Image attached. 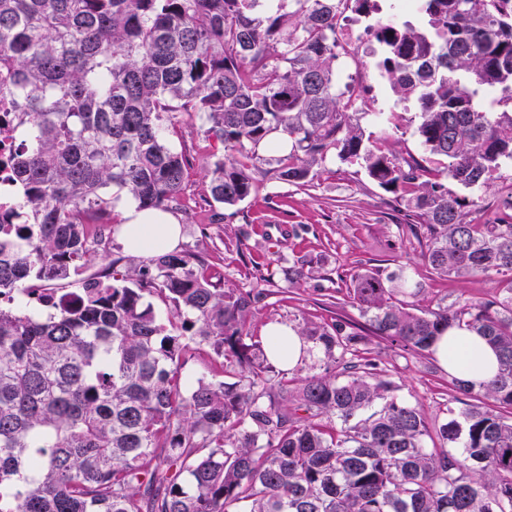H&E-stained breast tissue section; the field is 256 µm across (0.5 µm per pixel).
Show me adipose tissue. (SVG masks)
<instances>
[{
  "mask_svg": "<svg viewBox=\"0 0 512 512\" xmlns=\"http://www.w3.org/2000/svg\"><path fill=\"white\" fill-rule=\"evenodd\" d=\"M121 235L128 253L147 256L157 250H173L181 236V226L166 213L138 209L127 205L123 210ZM266 352L277 364L292 368L303 355L304 340L292 327L269 325L265 334ZM435 358L453 376L473 385L491 380L498 372L499 362L494 349L475 334L454 329L435 344Z\"/></svg>",
  "mask_w": 512,
  "mask_h": 512,
  "instance_id": "1",
  "label": "adipose tissue"
}]
</instances>
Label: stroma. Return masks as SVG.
I'll return each mask as SVG.
<instances>
[{"mask_svg": "<svg viewBox=\"0 0 512 512\" xmlns=\"http://www.w3.org/2000/svg\"><path fill=\"white\" fill-rule=\"evenodd\" d=\"M376 56L365 59L375 89L358 103L354 120L370 143L400 158L427 159L416 134L414 99L393 92L375 68ZM392 112L379 123L373 113ZM199 117H183L170 138L187 158L184 190L172 212L183 227L180 249L201 253L213 282L227 290H263L248 320L253 341L264 339L268 323L298 325L309 321L342 322L364 327L366 320L346 296L352 275L405 268L423 284L414 302L420 308L488 299L497 292L496 277L446 276L434 273L423 259L424 243L410 231L419 218L404 198L379 187L363 161L343 162L335 156L313 164L306 182L279 179L276 156L260 150L254 172L256 191L245 202L225 206L212 201L206 166L222 155V145L207 138ZM477 201L468 218L493 221L504 200L512 197V162H502L488 187L474 190ZM278 226L279 243L270 228ZM361 356L376 361L399 397L423 408L429 419H443L455 406L448 373L431 355H415L383 338H372Z\"/></svg>", "mask_w": 512, "mask_h": 512, "instance_id": "obj_1", "label": "stroma"}]
</instances>
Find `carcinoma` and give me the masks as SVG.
Wrapping results in <instances>:
<instances>
[{"label": "carcinoma", "instance_id": "carcinoma-1", "mask_svg": "<svg viewBox=\"0 0 512 512\" xmlns=\"http://www.w3.org/2000/svg\"><path fill=\"white\" fill-rule=\"evenodd\" d=\"M420 14L380 22L378 68L416 98L441 170L366 145L336 93V0H0L20 178L14 221H0V512H512V204L473 224L474 199L440 183L480 188L512 160V107H484L497 92L512 103V0H420ZM185 112L250 160L288 135L285 182L334 152L410 189L428 265L498 275V293L418 309L422 285L401 267L353 275L347 297L369 335L416 354L449 329L483 337L497 376L449 377L465 408L431 424L370 360L276 379L245 342L260 293L218 287L196 253L83 275L105 241L89 225L114 223L122 197L164 211L179 199L187 160L166 133ZM208 173L218 203L255 190L234 157ZM32 296L40 317L17 308ZM297 333L326 365L366 342L337 322ZM192 344L239 380L185 377Z\"/></svg>", "mask_w": 512, "mask_h": 512}]
</instances>
